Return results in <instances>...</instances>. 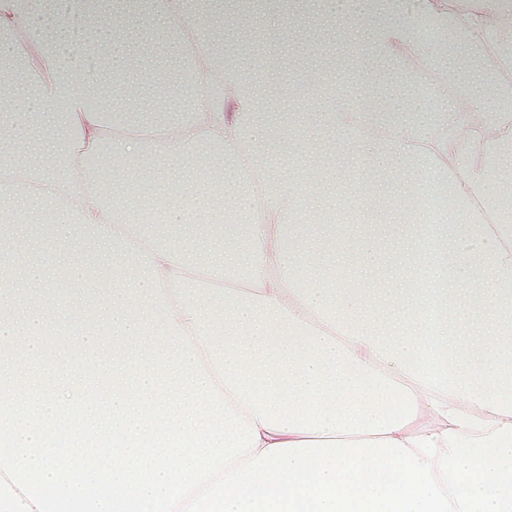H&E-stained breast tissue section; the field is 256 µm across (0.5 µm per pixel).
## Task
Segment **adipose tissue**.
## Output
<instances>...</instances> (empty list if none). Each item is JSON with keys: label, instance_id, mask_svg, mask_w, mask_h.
Returning <instances> with one entry per match:
<instances>
[{"label": "adipose tissue", "instance_id": "adipose-tissue-1", "mask_svg": "<svg viewBox=\"0 0 512 512\" xmlns=\"http://www.w3.org/2000/svg\"><path fill=\"white\" fill-rule=\"evenodd\" d=\"M253 6L266 35L317 11L347 31L325 70L360 95L384 89L380 112H353L317 93L303 110L279 100L265 118L262 89L280 59L256 74L238 25L210 39L203 17ZM495 0L453 14L439 57L454 82L435 91L453 139L428 136L427 104L402 114L422 75L420 27L434 0H0V67L30 58L27 85L0 97V277L21 269L36 305L0 286V346L27 320L74 319L102 309L113 326L174 320L188 333L223 397L256 423L261 447L302 440L441 434L488 436L512 424V135L493 140L463 123L456 100L488 109L498 77L469 76ZM93 37L109 59L83 66L67 46ZM193 56V88L218 84L230 111L198 103L190 119L161 107L152 69ZM430 186H423V175ZM356 186L336 200V184ZM480 201L495 223L472 220ZM433 207L434 227L420 213ZM342 210V229L323 232ZM437 247L427 250V236ZM112 248V286L92 291L75 243ZM391 273L397 285L338 275L337 266ZM433 268L437 285L418 278ZM441 312L436 323L425 313Z\"/></svg>", "mask_w": 512, "mask_h": 512}]
</instances>
